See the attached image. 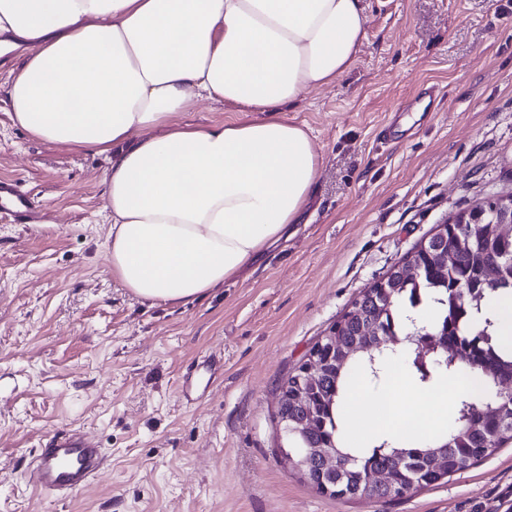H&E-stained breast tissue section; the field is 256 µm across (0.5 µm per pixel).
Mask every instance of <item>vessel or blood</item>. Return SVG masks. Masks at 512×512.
Wrapping results in <instances>:
<instances>
[{
    "label": "vessel or blood",
    "instance_id": "vessel-or-blood-1",
    "mask_svg": "<svg viewBox=\"0 0 512 512\" xmlns=\"http://www.w3.org/2000/svg\"><path fill=\"white\" fill-rule=\"evenodd\" d=\"M0 212L17 224L39 222L41 207L20 185L0 180ZM104 467L98 444L73 431L47 439L29 471V482L42 492L69 494L89 486Z\"/></svg>",
    "mask_w": 512,
    "mask_h": 512
}]
</instances>
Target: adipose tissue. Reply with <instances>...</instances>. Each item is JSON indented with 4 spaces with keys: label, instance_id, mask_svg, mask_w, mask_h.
I'll return each instance as SVG.
<instances>
[{
    "label": "adipose tissue",
    "instance_id": "1",
    "mask_svg": "<svg viewBox=\"0 0 512 512\" xmlns=\"http://www.w3.org/2000/svg\"><path fill=\"white\" fill-rule=\"evenodd\" d=\"M364 0H0V51L27 61L8 89L35 138L105 156L113 276L179 304L223 287L299 223L318 177L283 112L351 70ZM255 120L178 122L197 99ZM471 376L439 388L356 386L342 429L431 438Z\"/></svg>",
    "mask_w": 512,
    "mask_h": 512
}]
</instances>
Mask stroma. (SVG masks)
<instances>
[{
  "mask_svg": "<svg viewBox=\"0 0 512 512\" xmlns=\"http://www.w3.org/2000/svg\"><path fill=\"white\" fill-rule=\"evenodd\" d=\"M352 69L287 117L310 132L317 183L300 223L223 287L182 305L113 277L105 157L15 123L0 59V178L42 204L0 223V512H506L512 444L396 499L332 498L284 465L273 395L352 301L457 212L512 193V0H365ZM441 92L421 110L426 87ZM221 99L180 116L250 121ZM392 123L390 143L377 138ZM224 369L186 403V367ZM74 429L103 472L60 500L23 470Z\"/></svg>",
  "mask_w": 512,
  "mask_h": 512,
  "instance_id": "35a3bbf8",
  "label": "stroma"
}]
</instances>
